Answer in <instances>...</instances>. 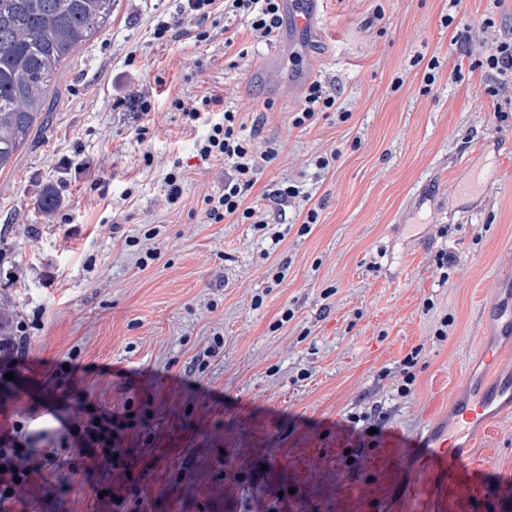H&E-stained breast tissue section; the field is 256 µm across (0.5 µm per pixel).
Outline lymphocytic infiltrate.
Masks as SVG:
<instances>
[{
    "label": "lymphocytic infiltrate",
    "instance_id": "obj_1",
    "mask_svg": "<svg viewBox=\"0 0 512 512\" xmlns=\"http://www.w3.org/2000/svg\"><path fill=\"white\" fill-rule=\"evenodd\" d=\"M282 11L283 0H185L183 7L190 20L202 21L216 13L228 19L245 17L250 37L268 44L277 38L283 25ZM476 65L486 75V91L490 96H499L512 87V37L495 38ZM223 104V95L214 92L195 98L175 96L170 101L184 127L202 130L203 135L197 141L201 160L223 162L227 169L223 190L200 196L199 210L208 224L230 221L269 230L260 205L251 203L249 196L266 165L278 157L280 147L271 140L259 146L253 138L244 136V123L239 114L224 109ZM332 114L341 123L349 118L348 112L338 105L335 94L315 80L306 89L301 108L293 113L291 125L307 128ZM115 418L112 411H101L99 424L85 426L76 447L50 448L36 458L18 448H0V512H16L20 485L36 472L63 468L77 472L95 466L97 458L101 457L113 478L120 481L127 477L129 465L125 449H118L114 454H102L97 449L108 424Z\"/></svg>",
    "mask_w": 512,
    "mask_h": 512
}]
</instances>
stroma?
<instances>
[{
    "mask_svg": "<svg viewBox=\"0 0 512 512\" xmlns=\"http://www.w3.org/2000/svg\"><path fill=\"white\" fill-rule=\"evenodd\" d=\"M181 7L113 0L107 29L63 70L48 124L0 173V312L29 336L24 359L0 362V444L12 446L35 411L61 415L71 441L111 410L107 441L131 451L122 493L146 512H387L398 443L446 424L465 379L488 376L485 349L503 345L484 308L512 299V125L491 119L512 110V96L490 99L468 66L492 36L512 37V0H461L464 46L441 23L448 0H311L307 27L285 17L270 46L250 48L234 21L243 58L223 35L196 42ZM160 20L184 29L161 49L151 41ZM419 52L443 63L428 89ZM457 64L466 73L455 82ZM159 77L170 95L222 91L244 123L265 113L257 139L282 148L253 193L280 244L191 214L223 187V164L200 160L168 97L145 115L120 103ZM315 80L335 89L349 120L290 128ZM140 125L149 133L139 144ZM333 145L336 164L312 166ZM176 159L188 179L174 213L162 177ZM292 171L320 215L306 234L297 206L271 198ZM128 187L132 202L113 216ZM49 189L61 205L47 218L35 203ZM150 245L161 257L140 269ZM442 251L457 257L445 271ZM376 412L380 431L365 434ZM490 425L470 452L512 471V412ZM111 488L102 471L37 476L17 509L114 512Z\"/></svg>",
    "mask_w": 512,
    "mask_h": 512,
    "instance_id": "obj_1",
    "label": "stroma"
}]
</instances>
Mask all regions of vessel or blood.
<instances>
[{
  "label": "vessel or blood",
  "instance_id": "vessel-or-blood-1",
  "mask_svg": "<svg viewBox=\"0 0 512 512\" xmlns=\"http://www.w3.org/2000/svg\"><path fill=\"white\" fill-rule=\"evenodd\" d=\"M464 388L465 395L456 402L447 427L431 429L415 445L403 447L394 512H444L437 502L451 489L464 512H496L489 488L512 492V480L493 476L488 465L469 453L472 438L489 417L512 409V377L468 380Z\"/></svg>",
  "mask_w": 512,
  "mask_h": 512
}]
</instances>
